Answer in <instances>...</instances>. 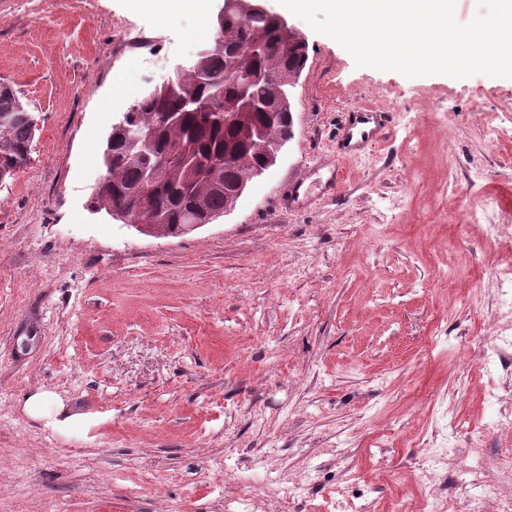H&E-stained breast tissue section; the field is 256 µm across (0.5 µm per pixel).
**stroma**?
I'll list each match as a JSON object with an SVG mask.
<instances>
[{
	"label": "stroma",
	"instance_id": "35a3bbf8",
	"mask_svg": "<svg viewBox=\"0 0 512 512\" xmlns=\"http://www.w3.org/2000/svg\"><path fill=\"white\" fill-rule=\"evenodd\" d=\"M206 3L0 0V82L37 121L0 183V512H225L244 484L259 512H393L447 492L473 449H512L483 433L482 355L461 349L499 313L478 227L512 225V79L358 68L288 15L308 42L294 136L233 212L154 238L91 210L113 118L212 41ZM359 106L391 134L341 162L333 199ZM298 176L317 197L284 210ZM39 391L83 423L30 417Z\"/></svg>",
	"mask_w": 512,
	"mask_h": 512
}]
</instances>
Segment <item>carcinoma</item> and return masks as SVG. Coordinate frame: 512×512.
<instances>
[{
	"label": "carcinoma",
	"mask_w": 512,
	"mask_h": 512,
	"mask_svg": "<svg viewBox=\"0 0 512 512\" xmlns=\"http://www.w3.org/2000/svg\"><path fill=\"white\" fill-rule=\"evenodd\" d=\"M254 39L262 43V50L240 53L242 46ZM307 60L308 44L287 37L275 15L225 18L224 31L214 34L203 61L206 78L189 69L174 78L169 90L150 88L128 107L139 125L155 131V153L162 154L177 143L191 153L195 162L193 177L186 176L176 165L151 194L135 200L133 191L144 181L147 155L123 140L113 145L110 153L102 150L112 181L92 198V209L107 213L114 207L126 208L139 224H152L162 218L167 237L173 235L174 226L183 222L192 189L207 215L224 213V187L248 178L263 162L251 131H263L271 138L288 135V126L269 124L266 100L276 80L304 67ZM237 68L254 75L248 96L255 102V109L250 111L245 127L226 124L223 117L224 110L234 107L238 96L226 73ZM166 112L177 113L179 122L164 124L161 117ZM30 115L13 88L0 83V173L5 180L27 161L33 140ZM226 155L237 157L236 163L220 169L215 181L206 180L213 164Z\"/></svg>",
	"instance_id": "cac0c4a2"
}]
</instances>
